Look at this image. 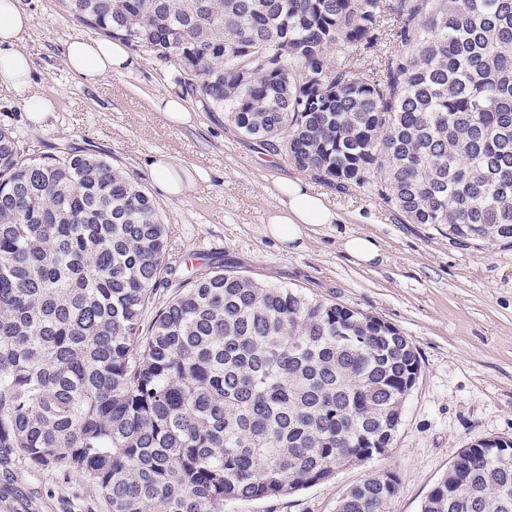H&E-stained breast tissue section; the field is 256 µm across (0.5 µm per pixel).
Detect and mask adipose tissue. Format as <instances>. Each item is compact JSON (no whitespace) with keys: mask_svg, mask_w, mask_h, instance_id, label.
Here are the masks:
<instances>
[{"mask_svg":"<svg viewBox=\"0 0 512 512\" xmlns=\"http://www.w3.org/2000/svg\"><path fill=\"white\" fill-rule=\"evenodd\" d=\"M31 23V14L21 0H0V84L28 92L26 110L31 121L41 125L54 110V98L30 90L33 62L20 44L28 36ZM64 60L67 68L89 85L97 84L106 76L129 71L135 64L123 40L88 39L78 35L66 42ZM149 170L156 188L169 198L185 196L198 176L197 171L168 155L151 158ZM276 199L265 233L280 244L300 241L308 229L339 220L325 197L311 193L300 182L278 183Z\"/></svg>","mask_w":512,"mask_h":512,"instance_id":"ef3b65f1","label":"adipose tissue"}]
</instances>
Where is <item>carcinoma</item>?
<instances>
[{"mask_svg": "<svg viewBox=\"0 0 512 512\" xmlns=\"http://www.w3.org/2000/svg\"><path fill=\"white\" fill-rule=\"evenodd\" d=\"M61 2L298 170L512 247V0ZM168 246L126 172L0 129V454L85 478L106 512H227L387 454L407 336L222 265L175 285ZM480 445L421 512H512V459ZM397 489L374 470L337 512H391Z\"/></svg>", "mask_w": 512, "mask_h": 512, "instance_id": "1", "label": "carcinoma"}]
</instances>
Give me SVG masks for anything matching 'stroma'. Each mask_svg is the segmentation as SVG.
Here are the masks:
<instances>
[{
	"label": "stroma",
	"mask_w": 512,
	"mask_h": 512,
	"mask_svg": "<svg viewBox=\"0 0 512 512\" xmlns=\"http://www.w3.org/2000/svg\"><path fill=\"white\" fill-rule=\"evenodd\" d=\"M32 28L23 43L38 91L56 95L46 122L33 126L22 98L0 86V127L41 152L92 150L145 186L147 163L159 152L196 167L203 178L182 199L158 198L170 230L177 279L223 262L258 281L333 299L404 333L417 349L419 377L385 456L371 467L392 471L398 492L391 512H421L428 492L462 448L490 437L512 438V248L449 244L427 224L399 223L374 195L344 194L240 135L219 113L187 98L192 125H169L153 101L178 93L170 69L136 54L133 70L96 86L67 69L68 37H94L61 0H23ZM303 180L335 206L338 223L311 228L300 247L264 233L276 185ZM366 233L383 263L356 264L342 239ZM368 467V468H371ZM368 468L351 467L295 494L232 503L229 512H336V503ZM0 512H103L96 491L78 476L34 470L18 456L0 460Z\"/></svg>",
	"instance_id": "stroma-1"
}]
</instances>
